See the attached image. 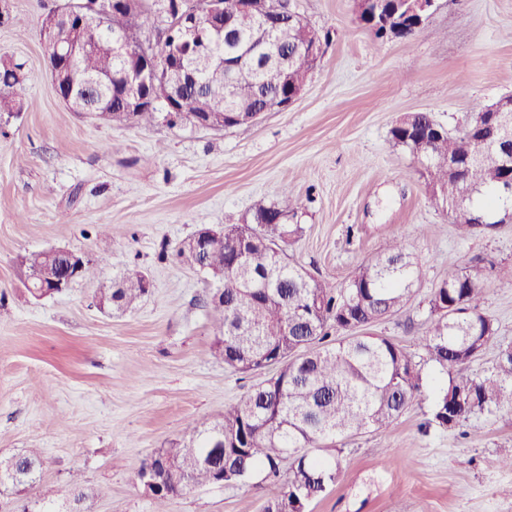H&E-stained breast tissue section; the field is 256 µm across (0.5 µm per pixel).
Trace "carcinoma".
<instances>
[{"instance_id": "carcinoma-1", "label": "carcinoma", "mask_w": 512, "mask_h": 512, "mask_svg": "<svg viewBox=\"0 0 512 512\" xmlns=\"http://www.w3.org/2000/svg\"><path fill=\"white\" fill-rule=\"evenodd\" d=\"M158 0H142L138 9L114 8L112 26L90 15L80 31L61 25L57 36L72 39L73 89L81 96L86 85L99 84L96 101L118 125L148 122L158 109L123 111V63L106 49L111 33L139 34L156 27ZM258 23L249 16L237 19L231 36L211 37L198 44L201 57L242 60L244 74L230 86L212 79L208 67H197V81L183 87L181 107L186 122L195 113L224 107V125H232L231 108L254 109L279 94L287 84L310 73L313 60L304 50L305 30L294 22L279 27L276 43L288 66L258 45ZM16 63L0 70V112L11 110L26 92ZM477 105L455 134L438 125L428 112H412L396 121L392 141L416 156L420 137L429 134L433 157L421 159L419 173L442 201L448 222L462 237L490 232L491 215L512 211V199L502 195L500 182L507 172L491 161L473 160L461 175L448 173V155L476 151L473 124L488 115ZM288 202L261 205L245 224L224 226V245L212 247L196 262L224 272L222 289H214L208 307L220 337L215 353L228 366L256 372L275 364L278 371L251 393L224 408L222 421L212 425L186 423L185 433L158 449L150 463L159 470L153 490L155 512H165L167 499L194 485L244 482L257 472L277 483L264 512H306L311 502L336 485L344 474L338 439L369 429L386 431L421 396L424 378L418 364L402 346L382 336L358 331L402 311L421 281V267L394 237L341 288L318 279L288 260L286 246L300 239L305 227L294 222L302 201L289 188ZM246 256L231 264L237 248ZM489 268L475 259L443 281L428 300L427 327L419 345L438 371L446 376L431 405V422L451 431L472 417L505 405L512 408V347L499 353L490 376L466 373L468 365L494 339L492 318L478 309ZM143 278L128 275L103 282L98 295L112 296L118 309L132 308L144 296ZM344 337L331 339V333ZM288 462V477L279 481L280 466ZM16 476L32 484L42 466L41 451L30 448L15 460Z\"/></svg>"}]
</instances>
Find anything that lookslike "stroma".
Here are the masks:
<instances>
[{
    "label": "stroma",
    "mask_w": 512,
    "mask_h": 512,
    "mask_svg": "<svg viewBox=\"0 0 512 512\" xmlns=\"http://www.w3.org/2000/svg\"><path fill=\"white\" fill-rule=\"evenodd\" d=\"M60 2L0 0V57L21 65L27 87L20 112L0 117V458L41 449L57 503L73 476L93 488L82 512H153L141 466L186 422L219 421L270 376L214 355L215 282L178 249L200 225L243 223L287 184L305 203V233L287 252L314 277L344 285L392 237L423 267L412 303L372 332L406 348L427 390L390 430L343 441L345 474L309 512H512V468L487 464L512 455V409L452 432L430 424L445 379L418 346L433 289L482 257L497 274L477 304L497 334L469 372L493 371L512 346V223L460 237L390 136L412 112L456 131L476 104L512 93V0H437L407 41L374 38L354 0H290L324 38L320 63L287 111L226 130L162 115L116 126L69 109L40 36ZM48 248L85 253L107 280L144 273L149 292L110 313L85 280L35 299L18 258ZM273 491L260 475L192 487L165 512H263Z\"/></svg>",
    "instance_id": "stroma-1"
}]
</instances>
